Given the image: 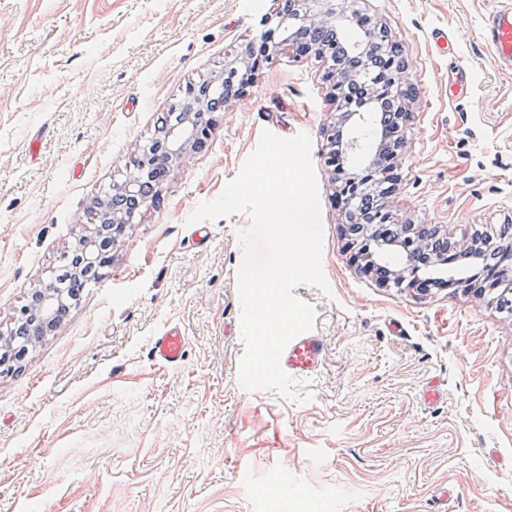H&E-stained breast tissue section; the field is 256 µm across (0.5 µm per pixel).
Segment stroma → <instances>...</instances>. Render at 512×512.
Returning a JSON list of instances; mask_svg holds the SVG:
<instances>
[{
  "instance_id": "1",
  "label": "stroma",
  "mask_w": 512,
  "mask_h": 512,
  "mask_svg": "<svg viewBox=\"0 0 512 512\" xmlns=\"http://www.w3.org/2000/svg\"><path fill=\"white\" fill-rule=\"evenodd\" d=\"M275 0H0V327L77 243L136 145ZM407 61L411 121L388 202L457 246L512 221V71L482 39L498 0H353ZM463 66L468 87L455 93ZM322 59L280 46L205 147L171 167L96 287L0 376V512H512V316L463 290L362 273L325 164L336 115ZM313 142L330 294L300 285L327 345L291 402L239 381L242 211L216 199L263 131ZM183 363L153 360L164 326ZM441 393L435 403L423 394ZM289 503H282L281 493ZM187 349V336L178 325H169L154 336L150 352L155 361L168 366H179Z\"/></svg>"
}]
</instances>
